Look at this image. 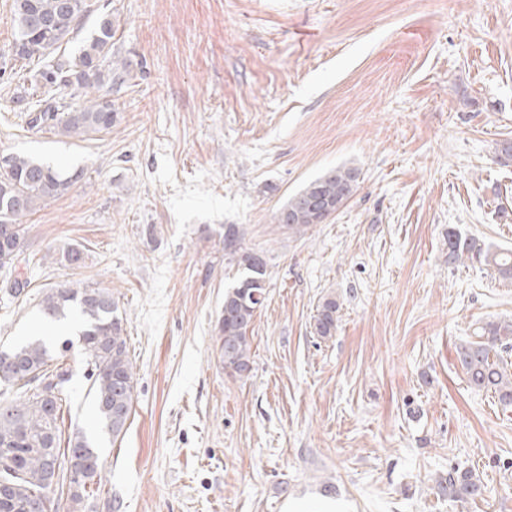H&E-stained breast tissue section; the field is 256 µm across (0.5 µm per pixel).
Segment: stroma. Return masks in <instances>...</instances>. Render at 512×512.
Listing matches in <instances>:
<instances>
[{"mask_svg":"<svg viewBox=\"0 0 512 512\" xmlns=\"http://www.w3.org/2000/svg\"><path fill=\"white\" fill-rule=\"evenodd\" d=\"M64 55L112 13V49L144 76L112 93L110 133L26 126L0 75V151L80 169L27 217L28 294L0 295V346L30 336L46 289L110 288L135 395L101 450L93 512H512V407L470 389L455 347L512 318V281L448 263L456 230L512 248V0H89ZM358 190L296 235L272 216L327 170ZM263 251L252 371L225 372L217 323L236 274L218 231ZM75 244L85 265L46 261ZM336 334L312 333L327 296ZM80 348L65 357L64 430H91ZM481 496L438 494L453 469Z\"/></svg>","mask_w":512,"mask_h":512,"instance_id":"stroma-1","label":"stroma"}]
</instances>
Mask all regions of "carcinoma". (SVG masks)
<instances>
[{"instance_id": "obj_1", "label": "carcinoma", "mask_w": 512, "mask_h": 512, "mask_svg": "<svg viewBox=\"0 0 512 512\" xmlns=\"http://www.w3.org/2000/svg\"><path fill=\"white\" fill-rule=\"evenodd\" d=\"M17 22L15 40L22 42L14 60L47 57L68 44L82 28L88 12L86 0H13ZM119 22L110 13L99 15L93 34L70 63L50 61L37 70L34 89L47 92L69 90L77 107L58 100L27 113L32 130H54L67 137L87 138L112 131L118 112L112 99L101 90L120 89L136 76L132 61L112 53V38ZM0 166V263L4 270L0 291L17 299L26 293L30 281L13 275L17 264L26 260L24 219L40 205L58 198L72 188L83 172L61 170L40 160L6 154ZM360 171L354 166L331 168L306 183L274 213L273 223L294 233L323 224L329 212L343 205L357 190ZM241 224L224 225V259L237 268L236 277L224 292V310L218 319L219 355L224 369L240 378L251 370V325L267 294V263L245 265L253 250L245 246ZM47 256L60 264L80 266L85 253L66 244L48 250ZM475 260L503 279L512 280V251L494 250L474 237L448 233V264ZM41 312L48 322L66 319L76 312L82 319L78 342L82 347L84 376L95 410L93 431L76 429L63 437L62 388L69 381V369L43 337L0 350V479L7 490L0 495V512H32L42 498L49 512H86L89 489L102 480L103 441L117 442L124 435L134 401V367L130 361L124 319L112 289L82 285H60L47 290ZM340 303L335 297L323 299L314 316V334L322 339L335 335ZM512 351V320L488 321L479 332L457 347V356L469 387L493 392L499 401L512 404V369L504 354ZM81 450L97 453L95 469L88 484L65 490V476L53 481L50 462L82 465ZM8 456H1L2 452ZM443 495L461 499L481 493L480 478L470 470H452L437 481Z\"/></svg>"}]
</instances>
